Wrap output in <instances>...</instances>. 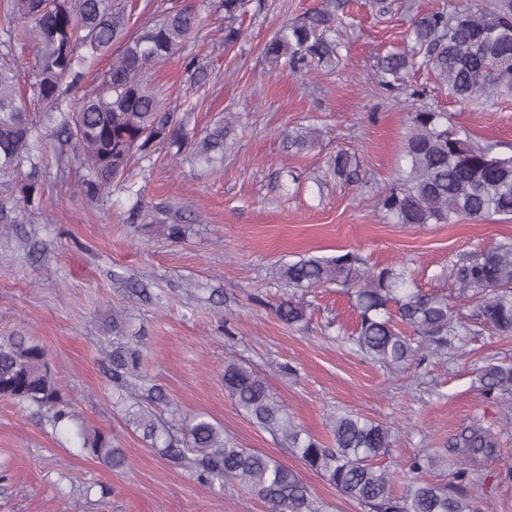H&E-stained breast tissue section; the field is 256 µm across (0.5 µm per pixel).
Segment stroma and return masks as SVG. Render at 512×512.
I'll return each instance as SVG.
<instances>
[{
	"label": "stroma",
	"instance_id": "stroma-1",
	"mask_svg": "<svg viewBox=\"0 0 512 512\" xmlns=\"http://www.w3.org/2000/svg\"><path fill=\"white\" fill-rule=\"evenodd\" d=\"M322 2L250 0L244 33L228 46L224 16L206 0H132L135 24L168 8L192 6L202 16L183 48L147 72L163 110L196 132L229 113L240 124L223 166L176 163L160 144L126 174L148 200L191 215L184 239L127 224L124 193L88 197L77 168L53 164L39 208L16 236L0 240V336H28L44 347L76 415L58 432L0 398V512H267L237 484H201L149 447L112 395L106 368L118 343L140 348L146 387L136 396L161 389L166 401L156 411L175 438L188 419L205 415L241 447L296 470L323 512L367 510L237 411L224 390L226 360L264 377L295 423L324 445L333 443L336 414L386 424L392 448L381 465L419 455L432 482H453L449 448L463 426L490 429L499 452L467 478L468 495L477 512H512V427L504 428L503 404L477 380L487 364L512 363V339L475 335L464 356L393 368L348 342L357 316L342 287L298 292L306 318L296 325L275 313L289 288L273 270L302 255L402 262L423 292L450 295L451 262L512 242V221L418 227L388 223L375 207L378 190L405 165L410 112L450 113L476 141L512 155V94L460 104L424 68L397 91L379 84L380 59L405 45L413 16L463 0H391L385 14L371 0H345L346 48L336 68L296 77L271 67L264 44ZM194 57L207 67L204 80L186 67ZM297 127L314 139L300 152L284 137ZM339 150L355 156L361 181L343 182L329 169ZM120 277L144 280L147 300L129 301L115 284ZM81 429L111 437L125 449L126 466L110 470L79 448Z\"/></svg>",
	"mask_w": 512,
	"mask_h": 512
}]
</instances>
